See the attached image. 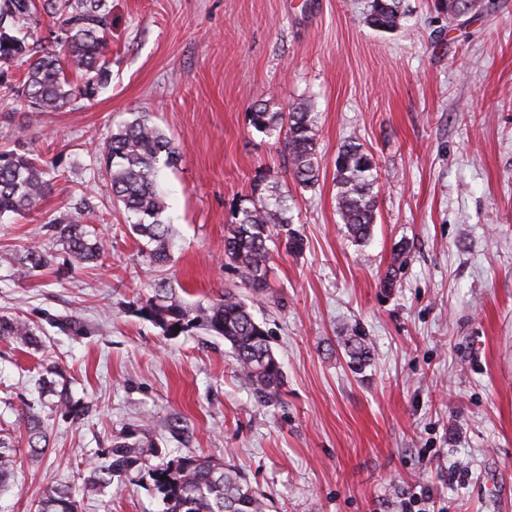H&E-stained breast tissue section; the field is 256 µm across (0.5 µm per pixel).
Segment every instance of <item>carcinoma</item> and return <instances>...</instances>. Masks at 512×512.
<instances>
[{
	"instance_id": "obj_1",
	"label": "carcinoma",
	"mask_w": 512,
	"mask_h": 512,
	"mask_svg": "<svg viewBox=\"0 0 512 512\" xmlns=\"http://www.w3.org/2000/svg\"><path fill=\"white\" fill-rule=\"evenodd\" d=\"M56 0H4L0 8V84L10 81L12 64H24V75L14 87L18 101L30 112H58L79 97L91 98L109 82L106 60V31L109 13L105 0H73L68 11L56 19L58 31L53 45L37 49L28 41L27 30L38 21V9L56 12ZM405 11L402 0H371L365 22L390 32L399 27ZM78 72L79 81L68 77ZM248 120L256 130L274 135L287 152L289 171L298 186L312 188L318 182V113L311 99L294 102L286 112L266 105L254 108ZM97 155L104 161L113 200L133 218L130 230L143 241L142 255L152 266L170 261L172 227L164 217L167 204L159 190L164 170L176 166L180 153L171 137L146 112L117 125L105 138ZM337 210L347 234L357 244L366 242L376 224L377 163L363 144L348 140L335 160ZM55 170L15 150L0 149V216L23 218L50 189ZM293 219L288 197L265 177L255 179L248 204H238L233 221L226 226L224 255L238 272L241 282L254 292L265 287L272 252L280 249L300 254L304 241L291 228ZM63 249L81 262L96 261L103 252L102 241L86 223L63 224L59 228ZM54 255L38 246L27 249L17 269L19 278L33 269L49 266ZM176 294L168 281L153 284L151 295L138 313L166 336L184 332L190 322H200L214 336L230 344L239 370L249 381L256 401L269 403L284 384V372L270 344L269 332L256 320L251 306L236 292L224 295L194 310ZM0 337L27 344L36 333L23 319L0 316ZM350 363L356 368L369 364L372 346L367 337L354 332L341 337ZM58 381L42 382V393L58 396L50 409L78 414ZM29 455L46 448L47 430L40 416L22 412ZM152 436L126 434L113 441L108 461L94 466L84 479L83 491L97 493L124 482L133 474L145 473L160 495L162 512H265L264 497L254 490L235 468L219 459L197 455L175 456L158 464ZM16 449L0 437V493L14 485ZM79 501L72 486L51 483L43 490L37 512H78Z\"/></svg>"
}]
</instances>
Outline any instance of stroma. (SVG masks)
I'll return each instance as SVG.
<instances>
[{
  "label": "stroma",
  "instance_id": "stroma-1",
  "mask_svg": "<svg viewBox=\"0 0 512 512\" xmlns=\"http://www.w3.org/2000/svg\"><path fill=\"white\" fill-rule=\"evenodd\" d=\"M369 0H107V87L35 114L0 86V148L59 176L28 217L0 218V315L37 341L0 338V429L18 443L0 512H36L49 482L87 473L124 433L147 428L162 455L230 463L267 512H399L416 486L434 512H512V0H477L449 18L445 0H406L400 27L364 19ZM311 98L320 181L301 189L252 105L287 111ZM149 112L174 139L165 170L175 247L149 266L112 204L94 147ZM357 138L378 164L377 222L353 243L337 213L334 161ZM287 194L301 254L276 252L268 286L248 303L283 364L276 403L254 400L223 338L199 327L163 335L136 311L155 279L207 305L240 279L224 259L232 210L256 175ZM92 194L106 241L78 263L58 227ZM55 255L18 281L27 248ZM394 288L380 282L394 253ZM82 323L60 333L55 317ZM374 357L351 369L347 328ZM62 371L74 419L35 389ZM44 419L48 447L31 458L21 408ZM180 418L188 440L172 438ZM80 512H160L150 479L81 496Z\"/></svg>",
  "mask_w": 512,
  "mask_h": 512
}]
</instances>
